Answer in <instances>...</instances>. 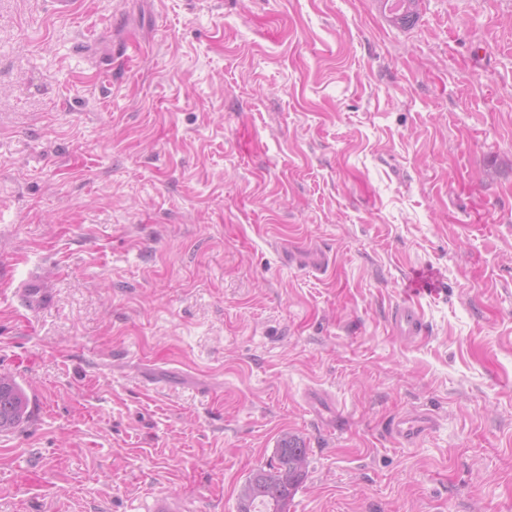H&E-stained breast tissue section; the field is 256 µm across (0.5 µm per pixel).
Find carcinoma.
Masks as SVG:
<instances>
[{
    "instance_id": "cac0c4a2",
    "label": "carcinoma",
    "mask_w": 512,
    "mask_h": 512,
    "mask_svg": "<svg viewBox=\"0 0 512 512\" xmlns=\"http://www.w3.org/2000/svg\"><path fill=\"white\" fill-rule=\"evenodd\" d=\"M390 21L406 24L415 15L418 0H385ZM29 399L23 387L9 374H0V432L9 431L28 417ZM308 464L307 449L291 436H284L269 464L251 472L240 491L239 512H286L301 485Z\"/></svg>"
}]
</instances>
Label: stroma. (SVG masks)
Returning a JSON list of instances; mask_svg holds the SVG:
<instances>
[{"label":"stroma","instance_id":"obj_1","mask_svg":"<svg viewBox=\"0 0 512 512\" xmlns=\"http://www.w3.org/2000/svg\"><path fill=\"white\" fill-rule=\"evenodd\" d=\"M0 373V512H512V0H0ZM385 5L389 2L391 12L390 21L393 24H407L415 15L418 0H385ZM17 293L23 307L31 311L39 309L47 300L46 292L41 288L40 279L33 274L20 281ZM392 333L400 339H413L421 336L424 322L417 304L406 299L398 303L390 317ZM29 399L23 387L9 374H0V432L9 431L28 417ZM433 426L434 421L430 415L419 413L396 417L390 422L389 431L402 442L411 444L431 431ZM307 448L285 435L269 464L251 472L240 491L239 512H286L308 464Z\"/></svg>","mask_w":512,"mask_h":512}]
</instances>
